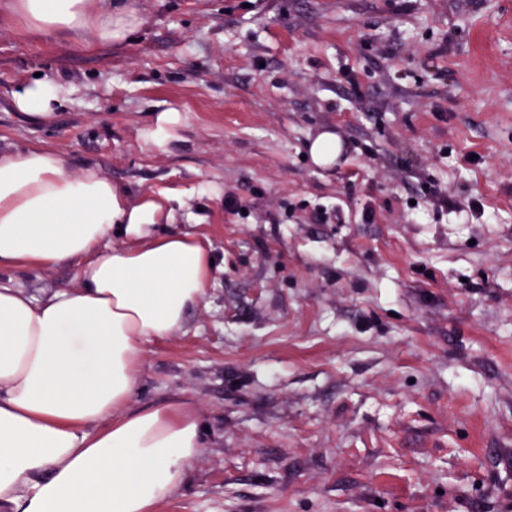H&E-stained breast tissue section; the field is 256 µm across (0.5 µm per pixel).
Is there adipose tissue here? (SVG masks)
<instances>
[{"mask_svg":"<svg viewBox=\"0 0 512 512\" xmlns=\"http://www.w3.org/2000/svg\"><path fill=\"white\" fill-rule=\"evenodd\" d=\"M28 32L73 48L129 42L131 0H11ZM49 76L15 109L49 120L66 99ZM157 197L132 198L98 169L69 174L61 152L0 154V271L74 268L78 285L37 299L0 284V512H158L204 446L187 398L138 399L141 344L180 331L199 306L211 256L163 232Z\"/></svg>","mask_w":512,"mask_h":512,"instance_id":"ef3b65f1","label":"adipose tissue"}]
</instances>
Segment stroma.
Here are the masks:
<instances>
[{
    "label": "stroma",
    "instance_id": "stroma-1",
    "mask_svg": "<svg viewBox=\"0 0 512 512\" xmlns=\"http://www.w3.org/2000/svg\"><path fill=\"white\" fill-rule=\"evenodd\" d=\"M6 4L0 152L52 147L167 199L215 259L139 356L140 400L192 398L206 426L160 512H506L512 0H136L133 40L92 51L25 36ZM37 73L71 90L48 124L12 102ZM164 110L171 153L141 136ZM337 148L336 135L324 132L309 144L308 151L316 165L327 167L335 160Z\"/></svg>",
    "mask_w": 512,
    "mask_h": 512
}]
</instances>
